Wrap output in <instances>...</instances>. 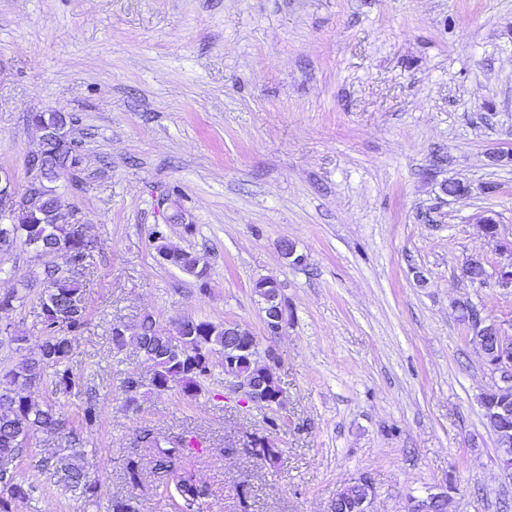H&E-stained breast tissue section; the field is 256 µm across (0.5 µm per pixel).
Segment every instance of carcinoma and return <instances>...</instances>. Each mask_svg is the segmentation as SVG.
Segmentation results:
<instances>
[{"label":"carcinoma","instance_id":"carcinoma-1","mask_svg":"<svg viewBox=\"0 0 512 512\" xmlns=\"http://www.w3.org/2000/svg\"><path fill=\"white\" fill-rule=\"evenodd\" d=\"M40 163L47 178L53 179L64 171L74 173L83 163L81 149L67 152L59 161L49 153H39ZM12 243H20L36 252L63 253L66 259L90 265L93 254L85 244L71 238L73 224L58 205L53 189H48L40 203L33 208L20 209L13 214ZM167 262L186 271H197L201 277L205 269L199 267L202 257L191 252H171L163 243L156 245ZM43 299L40 325L45 340L39 352L27 357L16 368L0 370V460L22 458L30 447V439L38 432L61 435L66 445L53 456L51 466L57 482L87 502H95L102 495L101 483L91 478L86 470L84 434L91 432L100 417L97 401L88 397L82 408L79 427L69 428L51 402L39 403L22 394L27 389H39L51 380L54 393L80 395L81 378L68 367L72 338L87 326V307L83 280L58 274L51 267L42 271ZM117 345H134L150 362V387L156 392L166 391L178 384L185 393H195L200 380L210 371L209 356L224 351V326L192 317L176 326L167 327L151 316H146L129 329L127 335L115 337ZM143 439L153 448L155 467L174 479L175 490L182 501L181 512H209L210 490L200 482L194 471L185 467L192 447L182 440L162 441L151 433ZM38 486L27 483L18 472L0 471V512H14L19 501L30 500ZM338 495L343 512H353L359 496V487L343 486ZM110 512H140L131 496L111 499Z\"/></svg>","mask_w":512,"mask_h":512}]
</instances>
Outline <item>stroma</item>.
Masks as SVG:
<instances>
[{
  "instance_id": "obj_1",
  "label": "stroma",
  "mask_w": 512,
  "mask_h": 512,
  "mask_svg": "<svg viewBox=\"0 0 512 512\" xmlns=\"http://www.w3.org/2000/svg\"><path fill=\"white\" fill-rule=\"evenodd\" d=\"M53 110L77 116L85 153L54 186L99 243L69 364L102 406L86 466L103 494L89 506L58 486L43 460L62 441L41 433L17 464L39 492L16 512H108L128 494L171 512L145 430L202 440L189 465L211 512H326L359 476L374 512L442 491L457 512L512 508L480 403L498 377L454 308L471 301L512 333V288L497 283L498 241H512V0H0V170L16 193L29 115ZM457 181L464 197L443 190ZM160 225L204 254L207 285L158 257ZM473 258L485 285L463 274ZM46 263L0 252V294L24 297L0 324L26 338L0 334L1 370L44 340ZM261 276L288 309L276 334ZM147 315L248 327L279 358L283 407L244 402L219 354L199 392L144 389L128 404L125 379L151 367L116 349L112 328ZM272 417L282 455L269 466L250 441Z\"/></svg>"
}]
</instances>
